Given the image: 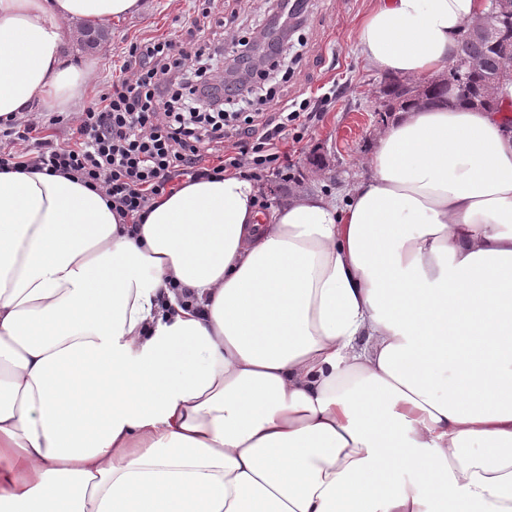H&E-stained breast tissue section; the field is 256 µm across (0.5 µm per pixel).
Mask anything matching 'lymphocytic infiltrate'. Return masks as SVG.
I'll use <instances>...</instances> for the list:
<instances>
[{"mask_svg":"<svg viewBox=\"0 0 512 512\" xmlns=\"http://www.w3.org/2000/svg\"><path fill=\"white\" fill-rule=\"evenodd\" d=\"M249 49L222 54L180 36L130 43L113 80L79 113L47 112L0 123V170L35 166L78 176L99 191L128 223L155 197L187 179L249 169L254 179L294 167L289 142H301L315 115L253 111L276 90L251 79H225L242 68ZM235 106V125L225 109ZM67 125L69 136L48 130Z\"/></svg>","mask_w":512,"mask_h":512,"instance_id":"f902f5d3","label":"lymphocytic infiltrate"}]
</instances>
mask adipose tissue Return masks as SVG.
Instances as JSON below:
<instances>
[{"label":"adipose tissue","instance_id":"1","mask_svg":"<svg viewBox=\"0 0 512 512\" xmlns=\"http://www.w3.org/2000/svg\"><path fill=\"white\" fill-rule=\"evenodd\" d=\"M0 0V121L66 112L69 22ZM486 0H377L358 49L448 67ZM183 182L128 224L0 172V512H512V112L396 113L342 197Z\"/></svg>","mask_w":512,"mask_h":512}]
</instances>
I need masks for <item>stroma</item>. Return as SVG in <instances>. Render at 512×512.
I'll return each mask as SVG.
<instances>
[{"label": "stroma", "mask_w": 512, "mask_h": 512, "mask_svg": "<svg viewBox=\"0 0 512 512\" xmlns=\"http://www.w3.org/2000/svg\"><path fill=\"white\" fill-rule=\"evenodd\" d=\"M376 0H308L289 55L301 62L289 65L277 101L266 104L279 111L284 100H305L320 119L296 144L293 179L282 189L283 199L299 192L333 196L340 192L332 172L343 168L344 181L363 173L370 146L384 123L375 110L373 90L382 78L361 58L357 43L360 23ZM204 0H140L139 11L108 22V39L98 46L73 40L68 48L76 65L88 66L84 99L118 75L122 53L130 43L174 33L189 34L202 24ZM224 21L229 32L245 38L260 31L267 16L261 0H225ZM343 181V182H344Z\"/></svg>", "instance_id": "stroma-1"}]
</instances>
